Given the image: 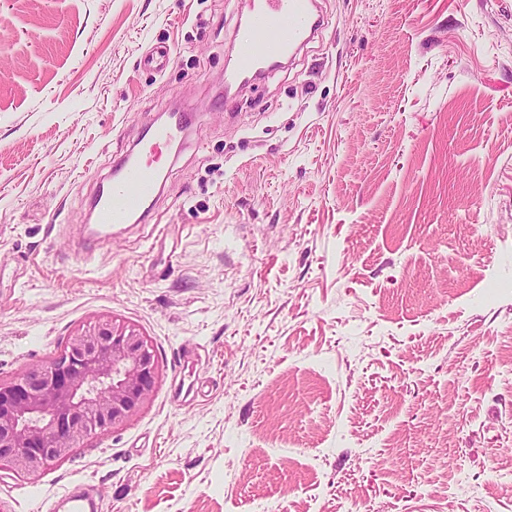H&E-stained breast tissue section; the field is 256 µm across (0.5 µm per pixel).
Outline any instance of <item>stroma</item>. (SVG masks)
I'll list each match as a JSON object with an SVG mask.
<instances>
[{"label":"stroma","mask_w":512,"mask_h":512,"mask_svg":"<svg viewBox=\"0 0 512 512\" xmlns=\"http://www.w3.org/2000/svg\"><path fill=\"white\" fill-rule=\"evenodd\" d=\"M320 3L230 116L244 0H0V375L107 317L160 365L0 512L76 483L99 512H512V0ZM181 105L152 218L83 259L98 181Z\"/></svg>","instance_id":"stroma-1"}]
</instances>
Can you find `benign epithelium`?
Instances as JSON below:
<instances>
[{
    "mask_svg": "<svg viewBox=\"0 0 512 512\" xmlns=\"http://www.w3.org/2000/svg\"><path fill=\"white\" fill-rule=\"evenodd\" d=\"M158 376L146 336L111 320L74 334L44 364L0 375V473L29 479L85 438L126 425Z\"/></svg>",
    "mask_w": 512,
    "mask_h": 512,
    "instance_id": "1",
    "label": "benign epithelium"
}]
</instances>
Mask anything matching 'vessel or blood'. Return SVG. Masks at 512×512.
<instances>
[{
	"label": "vessel or blood",
	"mask_w": 512,
	"mask_h": 512,
	"mask_svg": "<svg viewBox=\"0 0 512 512\" xmlns=\"http://www.w3.org/2000/svg\"><path fill=\"white\" fill-rule=\"evenodd\" d=\"M323 23L316 0H252L250 20L235 34L237 51L226 63V77L251 75L263 64L297 52ZM188 121L186 113L171 114L166 122L145 130L119 156L113 165L111 185L99 187L91 201L94 222L85 228L89 239L109 242L115 226L142 223L150 217L165 177L156 157L187 130ZM50 509L93 512V499L78 487L54 500Z\"/></svg>",
	"instance_id": "1"
}]
</instances>
